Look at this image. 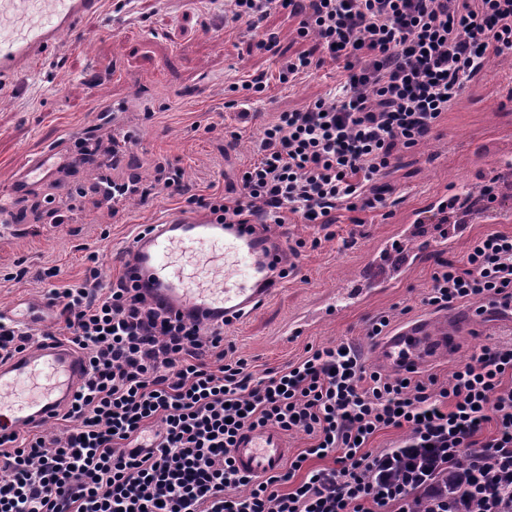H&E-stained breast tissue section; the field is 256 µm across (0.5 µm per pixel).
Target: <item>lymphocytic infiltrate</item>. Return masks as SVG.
<instances>
[{
  "instance_id": "1",
  "label": "lymphocytic infiltrate",
  "mask_w": 512,
  "mask_h": 512,
  "mask_svg": "<svg viewBox=\"0 0 512 512\" xmlns=\"http://www.w3.org/2000/svg\"><path fill=\"white\" fill-rule=\"evenodd\" d=\"M277 12L311 44L279 62V83L327 62L340 79L264 129L236 196L196 198L219 224L390 215L381 177L431 136L488 59L512 54V0H226L224 22L253 30ZM182 176L160 161L151 186L110 182L105 195L117 204L178 190ZM98 278L93 267L49 290L87 378L62 435L0 445V512H413L407 492L368 478V446L387 429L411 448L480 449L500 485L483 512H512V340L483 345L444 385L369 370L343 341L257 370L227 358L223 325L202 329L125 277L104 289ZM472 301L512 307V234L481 235L462 262L437 263L424 304ZM265 427L311 444L277 473L240 474L237 437Z\"/></svg>"
}]
</instances>
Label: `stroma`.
<instances>
[{"label":"stroma","instance_id":"35a3bbf8","mask_svg":"<svg viewBox=\"0 0 512 512\" xmlns=\"http://www.w3.org/2000/svg\"><path fill=\"white\" fill-rule=\"evenodd\" d=\"M296 19L274 13L261 24L277 33L275 55L258 53L255 32L224 24V13L210 0H104L101 17L81 31L63 33L50 54L23 73L16 85L0 92V191L7 190L16 168L62 140H69L72 162L41 192L12 202L15 232L0 235V311L44 308L38 329L66 337L60 309L48 305L49 284L39 274L56 268L62 281L82 277L89 256H96L100 285L122 274L123 247L142 226L200 210L190 196L233 195L243 169L254 159L255 142L277 113L327 96L336 86V67L325 63L315 75L283 86L275 78L278 60L305 50L296 40ZM264 72L270 78L261 98L253 100L251 119L238 128L234 109L226 108L232 83ZM135 99V106L99 119L105 102ZM240 129L238 139L228 135ZM127 142L119 165L109 158L114 140ZM512 156V58L495 57L448 112L432 136L403 153L385 176L398 202L390 216L354 221L340 211L328 228L290 221L266 225L282 237L295 256L297 270L274 298L246 321L224 328L231 358L256 368L296 362L308 346L353 344L369 369H377L371 318L388 316L391 324L435 315L423 299L437 260H461L470 241L488 232L512 234V190L500 186L491 205L467 215L470 236L432 248L424 263L389 292L376 294L358 309L342 308L297 338L281 335L302 312L325 300L339 299L364 271L378 240L417 215L425 224L444 219L431 204L483 188L499 179L500 157ZM169 161L183 170V189L161 190L113 207L97 191L102 178L124 182L154 181V166ZM70 202L66 214L51 207L53 198ZM24 277H17V270Z\"/></svg>","mask_w":512,"mask_h":512}]
</instances>
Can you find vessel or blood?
<instances>
[{"instance_id": "1", "label": "vessel or blood", "mask_w": 512, "mask_h": 512, "mask_svg": "<svg viewBox=\"0 0 512 512\" xmlns=\"http://www.w3.org/2000/svg\"><path fill=\"white\" fill-rule=\"evenodd\" d=\"M103 0H0V85L14 83L34 62L55 47L62 31H79L81 23L99 16ZM63 147L55 146L28 158L16 172L5 196H0V228L12 227L13 197L22 196L54 179L68 164ZM424 227L403 224L395 240L383 244L362 279L344 293L355 303L368 289L389 286L426 256ZM209 247V266H229L230 276L189 279L185 267L197 260L198 250ZM285 266L282 239L261 232L255 224H214L193 217H175L149 234L138 236L127 272L147 298L205 326L252 314L279 288ZM511 327L512 316L451 310L437 317L420 316L379 338L373 352L377 363L405 376L423 371L448 356L458 332ZM85 377L81 355L68 343L41 340L37 349L0 364V437L21 428L46 425L72 397ZM237 468L264 476L283 468L288 446L274 428L240 435L232 450Z\"/></svg>"}]
</instances>
